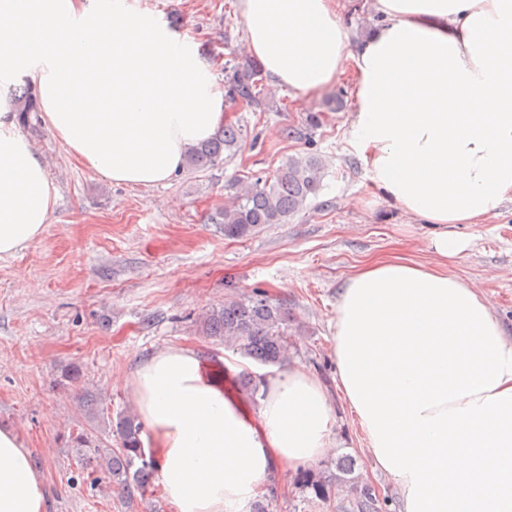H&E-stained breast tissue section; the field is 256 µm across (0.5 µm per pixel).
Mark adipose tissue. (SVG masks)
<instances>
[{
	"label": "adipose tissue",
	"instance_id": "ef3b65f1",
	"mask_svg": "<svg viewBox=\"0 0 512 512\" xmlns=\"http://www.w3.org/2000/svg\"><path fill=\"white\" fill-rule=\"evenodd\" d=\"M350 0H237L250 53L301 96L350 76V144L371 186L438 225L433 256L368 263L336 304L337 386L398 512H512V337L490 304L448 272L451 224L512 204V0H374L353 41ZM87 168L153 186L225 119L227 99L188 35L139 0H0V258L43 232L58 198L10 110L14 80ZM174 512H247L278 469L328 456L337 418L323 382L289 367L256 418L171 347L129 381ZM24 442L0 429V512H46Z\"/></svg>",
	"mask_w": 512,
	"mask_h": 512
}]
</instances>
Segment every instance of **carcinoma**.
I'll return each mask as SVG.
<instances>
[{
    "label": "carcinoma",
    "instance_id": "obj_1",
    "mask_svg": "<svg viewBox=\"0 0 512 512\" xmlns=\"http://www.w3.org/2000/svg\"><path fill=\"white\" fill-rule=\"evenodd\" d=\"M226 97L246 102L253 111L267 109L261 83V66L254 61L228 67ZM18 120L23 126L35 127L31 115L39 114L37 94L30 84L14 94ZM245 130L235 123H224L211 140L188 149L186 167H213L234 156L241 148ZM325 175L322 162L314 156L290 157L274 174L263 178L242 175L233 178L235 189L228 204L216 212L214 223L224 225V236L243 238L264 224H283L308 206L318 196ZM292 315L285 304L257 291L252 295L229 298L197 321L202 335L219 341L265 366L281 367L288 362ZM142 423L137 414L120 415L116 423L118 448H98L85 441L77 449L78 459L96 474L93 483L115 485L130 498H142L151 487L155 465L144 458L141 449ZM356 460L350 454L336 461V472L314 480L304 475L297 482L302 492L325 501L339 500L340 512H388L390 499L355 474ZM103 477H98V474Z\"/></svg>",
    "mask_w": 512,
    "mask_h": 512
}]
</instances>
